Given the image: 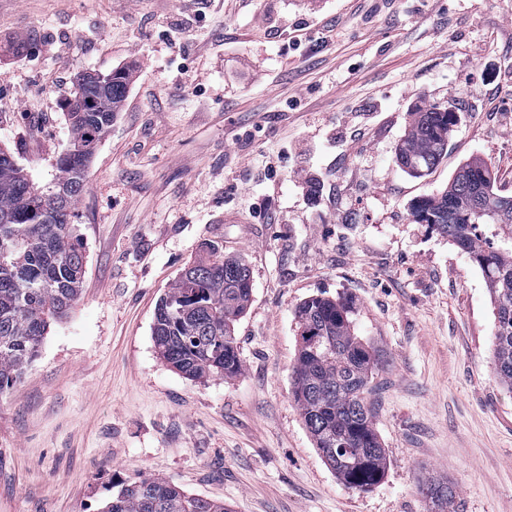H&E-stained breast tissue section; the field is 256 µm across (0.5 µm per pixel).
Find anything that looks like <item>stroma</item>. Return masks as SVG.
<instances>
[{
  "label": "stroma",
  "instance_id": "stroma-1",
  "mask_svg": "<svg viewBox=\"0 0 512 512\" xmlns=\"http://www.w3.org/2000/svg\"><path fill=\"white\" fill-rule=\"evenodd\" d=\"M133 65L74 222L81 296L0 393V512H100L160 477L230 512H512V392L492 367L480 269L413 223L467 160L512 196V0H0V144L49 182L78 74ZM453 104L447 153L414 177L394 150L416 107ZM253 291L232 379L159 357L154 309L209 245ZM354 302L378 358L387 466L367 491L324 462L291 398L294 310ZM422 494L429 503L430 512H459L457 487L450 481L428 479L422 485Z\"/></svg>",
  "mask_w": 512,
  "mask_h": 512
}]
</instances>
